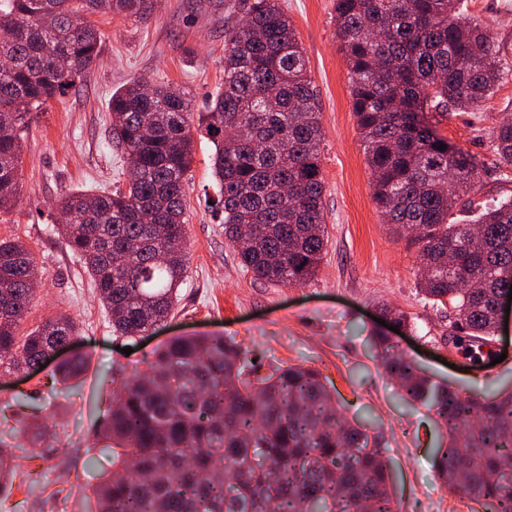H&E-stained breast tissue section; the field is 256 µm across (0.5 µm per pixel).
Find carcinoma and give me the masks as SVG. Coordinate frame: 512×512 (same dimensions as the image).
I'll return each mask as SVG.
<instances>
[{
  "instance_id": "cac0c4a2",
  "label": "carcinoma",
  "mask_w": 512,
  "mask_h": 512,
  "mask_svg": "<svg viewBox=\"0 0 512 512\" xmlns=\"http://www.w3.org/2000/svg\"><path fill=\"white\" fill-rule=\"evenodd\" d=\"M149 4L0 0L1 212L19 194L30 108L68 94L98 55L95 16L137 19ZM244 7V23L225 34L224 87L206 111L193 112L187 92L170 83L125 84L112 94L109 127L129 160L123 186L61 200L67 220L56 230L117 336L142 335L179 302L195 129L215 147L225 240L254 279L304 284L325 255L322 125L308 61L278 0ZM335 11L374 202L418 245L420 291L450 305L458 331L450 340L477 361L497 330V300L512 290V201L473 226L448 221L460 194L478 183L479 164L426 113L478 109L503 79L507 52L465 16L463 0H336ZM492 140L499 164L512 169V122ZM36 279L29 249L0 238L1 375L36 366L51 344L78 333L60 318L19 334ZM372 345L404 397L428 406L448 431L439 477L485 512H512V390L463 396L431 382L391 337L377 332ZM248 364L222 336H180L156 349L148 375L116 390L101 427L116 470L95 488L98 512H396L377 439L340 419L320 374L288 366L260 377ZM86 367L78 355L54 377L76 379ZM14 461L0 443L3 495L13 490Z\"/></svg>"
}]
</instances>
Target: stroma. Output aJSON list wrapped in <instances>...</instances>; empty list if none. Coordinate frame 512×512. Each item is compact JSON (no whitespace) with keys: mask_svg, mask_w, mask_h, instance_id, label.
I'll return each mask as SVG.
<instances>
[{"mask_svg":"<svg viewBox=\"0 0 512 512\" xmlns=\"http://www.w3.org/2000/svg\"><path fill=\"white\" fill-rule=\"evenodd\" d=\"M495 42L512 54V0H464ZM305 50L321 108V169L328 242L316 278L302 286L254 280L224 239V215L214 206L213 144L194 140L187 176L186 245L189 273L174 315L142 339L112 333L109 316L82 264L57 234L56 204L80 190H109L122 179L124 155L109 137V104L125 83L145 79L187 90L205 111L224 81V32L242 18L240 0H151L139 20L101 16L98 60L83 84L34 110L21 142V195L0 212V238H19L39 270L36 297L21 329L48 318L75 319L76 350L87 369L56 382L53 366L29 377L0 379V441L13 448L21 474L0 512H97L93 490L112 462L97 428L120 382L145 372L152 353L178 336H224L255 359L261 372L276 366L315 369L336 390L339 415L368 423L391 469L399 512H474L476 505L446 486L434 466L448 441L434 412L401 397L369 345L384 308L405 312L410 324L397 348L434 381L462 394L512 387V329L505 358L469 363L448 347L447 308L425 302L417 287V249L397 237L372 198L368 167L351 107L348 62L336 36L335 0H280ZM512 119V76L473 112L448 111L439 133L481 165V180L458 202L450 223L465 224L477 206L512 199V170L499 167L491 134ZM131 354H122V346Z\"/></svg>","mask_w":512,"mask_h":512,"instance_id":"1","label":"stroma"}]
</instances>
